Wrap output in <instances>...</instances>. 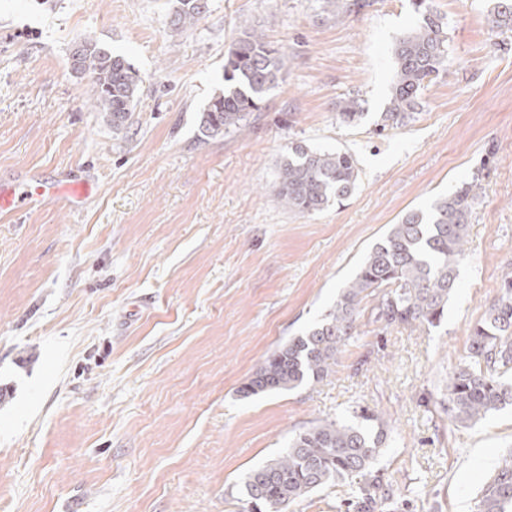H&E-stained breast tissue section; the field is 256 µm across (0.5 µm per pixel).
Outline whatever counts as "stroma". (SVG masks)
<instances>
[{
  "label": "stroma",
  "mask_w": 512,
  "mask_h": 512,
  "mask_svg": "<svg viewBox=\"0 0 512 512\" xmlns=\"http://www.w3.org/2000/svg\"><path fill=\"white\" fill-rule=\"evenodd\" d=\"M208 0L191 30L168 0H0V186H95L0 214V512H247L244 475L324 421L387 425L377 461L396 512H474L512 450V407L477 423L440 406L469 334L512 273V33L491 0H433L448 66L405 125L378 131L411 0ZM286 56L244 131L200 139L243 29ZM90 38L140 78L113 134L69 56ZM360 103L346 122L343 99ZM341 149L352 194L312 214L276 197L289 146ZM479 178L438 326L383 328L364 300L323 381L244 398L265 358L319 323L410 210ZM487 25L496 34L512 32V1L496 0L487 15Z\"/></svg>",
  "instance_id": "obj_1"
}]
</instances>
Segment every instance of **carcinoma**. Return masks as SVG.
<instances>
[{"instance_id": "obj_1", "label": "carcinoma", "mask_w": 512, "mask_h": 512, "mask_svg": "<svg viewBox=\"0 0 512 512\" xmlns=\"http://www.w3.org/2000/svg\"><path fill=\"white\" fill-rule=\"evenodd\" d=\"M170 27L182 32L204 16L198 0H173ZM417 25L393 46L396 73L381 128L413 118L420 96L448 61L447 24L432 0H413ZM496 34L512 32V0H496L487 15ZM81 52L69 58L71 70L90 77V92L103 121L119 134L127 129L141 79L121 55L85 38ZM285 55L264 37L245 29L224 54V91L214 96L200 118L201 134L217 138L248 125L262 109L267 91L278 81ZM358 169L346 151H320L297 144L279 169L277 199L290 211L315 213L346 199L356 187ZM478 178L437 198L427 210H410L370 249L356 276L339 289L320 323L266 357L239 392L249 398L320 382L331 371L339 348L353 336L360 304L380 296L374 321L414 327L440 322L455 288L457 267L465 255ZM512 276L503 279L501 296L473 327L466 359L448 376L442 407L448 419L474 423L512 406ZM363 425L336 421L315 424L293 437L288 449L250 470L244 480L251 512H285L312 492L352 482L347 509L376 512L378 503H394L392 487H383L375 468L386 443L382 416L361 410ZM476 512H512V451L504 455L483 484Z\"/></svg>"}]
</instances>
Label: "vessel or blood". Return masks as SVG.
Here are the masks:
<instances>
[{"label":"vessel or blood","instance_id":"1","mask_svg":"<svg viewBox=\"0 0 512 512\" xmlns=\"http://www.w3.org/2000/svg\"><path fill=\"white\" fill-rule=\"evenodd\" d=\"M85 183L46 184L32 178L10 189L0 188V213L16 209L39 210L47 201H63L70 209H79L86 196Z\"/></svg>","mask_w":512,"mask_h":512}]
</instances>
